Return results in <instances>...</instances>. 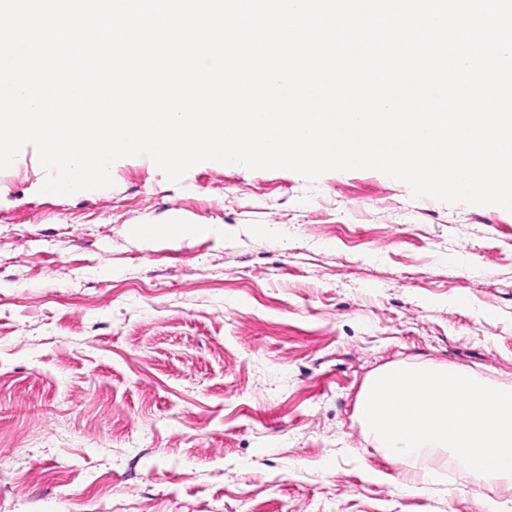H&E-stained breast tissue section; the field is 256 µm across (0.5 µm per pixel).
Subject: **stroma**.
<instances>
[{
	"label": "stroma",
	"mask_w": 512,
	"mask_h": 512,
	"mask_svg": "<svg viewBox=\"0 0 512 512\" xmlns=\"http://www.w3.org/2000/svg\"><path fill=\"white\" fill-rule=\"evenodd\" d=\"M111 176L42 193L31 145L0 175V512H488L405 487L355 406L395 362L512 386V212L371 169Z\"/></svg>",
	"instance_id": "stroma-1"
}]
</instances>
